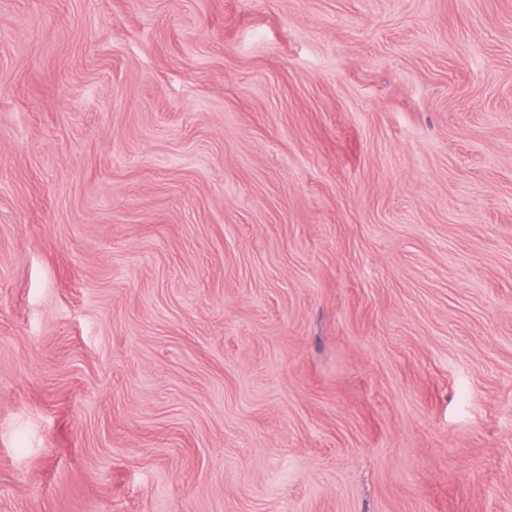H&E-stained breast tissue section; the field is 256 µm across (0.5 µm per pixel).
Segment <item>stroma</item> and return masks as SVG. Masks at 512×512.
<instances>
[{"label": "stroma", "instance_id": "35a3bbf8", "mask_svg": "<svg viewBox=\"0 0 512 512\" xmlns=\"http://www.w3.org/2000/svg\"><path fill=\"white\" fill-rule=\"evenodd\" d=\"M0 512H512V0H0Z\"/></svg>", "mask_w": 512, "mask_h": 512}]
</instances>
